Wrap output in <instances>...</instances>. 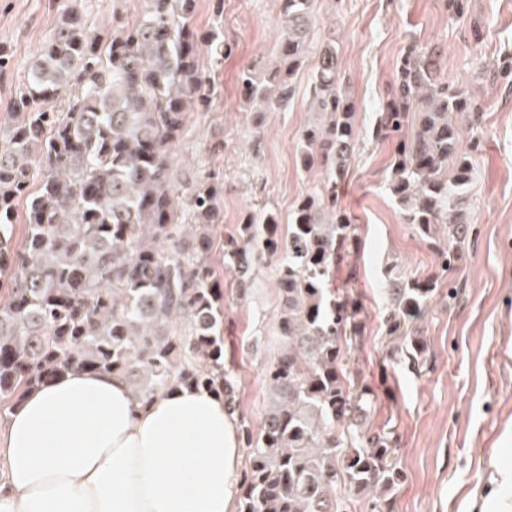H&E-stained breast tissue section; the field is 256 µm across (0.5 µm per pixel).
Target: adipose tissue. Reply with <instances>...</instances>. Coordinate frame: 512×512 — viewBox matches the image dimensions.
Returning a JSON list of instances; mask_svg holds the SVG:
<instances>
[{
	"label": "adipose tissue",
	"mask_w": 512,
	"mask_h": 512,
	"mask_svg": "<svg viewBox=\"0 0 512 512\" xmlns=\"http://www.w3.org/2000/svg\"><path fill=\"white\" fill-rule=\"evenodd\" d=\"M0 512H235L243 455L223 400L182 387L137 402L117 374L75 370L27 393L0 429ZM467 512H512V429Z\"/></svg>",
	"instance_id": "obj_1"
}]
</instances>
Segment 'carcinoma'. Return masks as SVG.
<instances>
[{"mask_svg": "<svg viewBox=\"0 0 512 512\" xmlns=\"http://www.w3.org/2000/svg\"><path fill=\"white\" fill-rule=\"evenodd\" d=\"M142 2L139 18L104 43L76 11L63 15L0 126V406L72 369L120 374L144 403L177 387L207 390L238 416L248 451L236 512H348L352 494L393 512L401 472L387 439L364 427L373 393L348 369L364 336L362 308L333 285L336 263L358 242L337 197L359 131L336 46L323 47L311 84L326 124L301 136V163L322 168L323 182L297 199L287 233L263 209L222 246L233 270L271 257L279 268L280 348L265 366L270 404L256 430L224 364V288L213 263L222 187L211 176L191 182L182 200L191 224L179 222L175 188L174 148L214 95L202 49L222 62L224 35L194 27L198 0ZM312 12L313 0H282L279 65L269 83L243 75L245 99L288 106ZM434 74L432 57L410 49L373 136L398 141L389 188L406 223L426 237L445 226L461 244L474 179L463 136L483 107ZM64 92L66 111L49 107ZM439 280L390 284V332L423 316Z\"/></svg>", "mask_w": 512, "mask_h": 512, "instance_id": "cac0c4a2", "label": "carcinoma"}]
</instances>
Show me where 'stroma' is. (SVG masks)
Listing matches in <instances>:
<instances>
[{
  "label": "stroma",
  "instance_id": "1",
  "mask_svg": "<svg viewBox=\"0 0 512 512\" xmlns=\"http://www.w3.org/2000/svg\"><path fill=\"white\" fill-rule=\"evenodd\" d=\"M73 9L99 34L110 31L113 18H138L142 0H0V46L13 65L0 77V118L62 14ZM280 14L281 0H198L195 26L220 28L232 51L210 72L217 88L210 111L193 113L183 130L174 152L178 171L223 182L222 238L234 235L251 209L288 218L296 199L324 176L300 165L298 146L302 130L320 120L309 93L318 49L335 43L361 132L338 188L359 248L337 263L334 284L361 300L366 322L350 367L374 393L368 424L388 434L402 474L393 512H461L512 420V111L500 107L512 85L492 77L512 54V0H466L461 18L445 0H314L294 95L286 109L268 112L245 100L241 78L265 80L276 69ZM412 43L434 53L438 81L469 87L483 105L464 135L475 171L464 196L473 232L409 329L427 346L417 364L403 354L405 338L390 335L383 322V290L398 278L434 277L438 251L406 223L389 190L396 141L372 138L375 113ZM216 273L224 286V358L238 379L240 410L258 427L268 398L264 363L277 349L276 267L261 263L245 289L224 265Z\"/></svg>",
  "mask_w": 512,
  "mask_h": 512
}]
</instances>
